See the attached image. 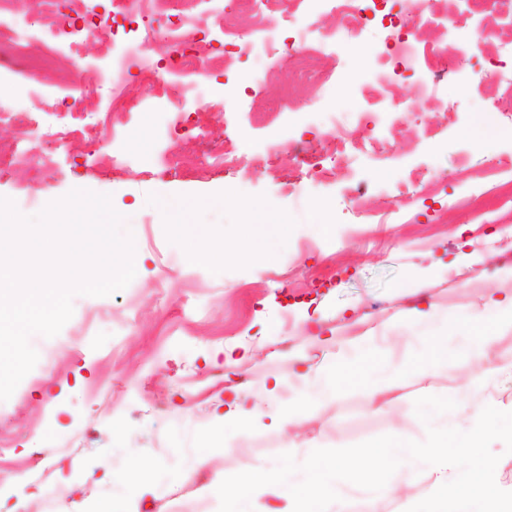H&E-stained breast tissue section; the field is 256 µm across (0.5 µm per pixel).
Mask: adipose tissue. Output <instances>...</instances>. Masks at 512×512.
Wrapping results in <instances>:
<instances>
[{
    "instance_id": "adipose-tissue-1",
    "label": "adipose tissue",
    "mask_w": 512,
    "mask_h": 512,
    "mask_svg": "<svg viewBox=\"0 0 512 512\" xmlns=\"http://www.w3.org/2000/svg\"><path fill=\"white\" fill-rule=\"evenodd\" d=\"M199 205L195 196H166L157 199L156 210L164 223L176 228L188 243L198 245L206 239L205 231L191 222ZM291 233L286 215L272 210L262 221L245 225L237 248L245 254L268 256L274 250L287 248ZM462 283L476 289L477 300L468 312L453 320L427 305L409 308L401 323L358 331L344 344L335 341L326 329H318L314 335L316 343L332 349L333 354L330 362L309 366L316 383L312 394L299 396L287 410L273 411L272 406L286 384L284 378H273L250 398L217 402L216 432L243 433L256 421L265 419L270 427L289 435L303 424L310 408L348 394L362 395L376 409L395 412L396 393L403 382L410 377H422L431 361L447 357L448 332L452 329L459 332L476 358L490 359L499 338L512 333V295L483 287L478 278L471 276L463 277ZM413 337L424 343L426 353L413 358L400 355V348Z\"/></svg>"
}]
</instances>
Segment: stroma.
Wrapping results in <instances>:
<instances>
[{"label":"stroma","mask_w":512,"mask_h":512,"mask_svg":"<svg viewBox=\"0 0 512 512\" xmlns=\"http://www.w3.org/2000/svg\"><path fill=\"white\" fill-rule=\"evenodd\" d=\"M432 7L437 16L465 19L457 28L425 25L418 29L399 66L386 64L384 49L395 40L390 16ZM386 18L372 30L333 41L340 17L332 0H302L288 16L268 20L249 13L236 22L251 35L252 47L229 59L224 72L203 63L195 77L207 97L231 96L230 112H210L214 142L236 141L241 155L269 151L272 143L313 145L332 127L357 142V151L336 160L332 179L300 175L289 163L275 172L244 167L215 170L199 179L162 173L163 152H178L186 137L175 131L172 101L184 111L198 109L171 84L167 98L146 99L119 141L104 140L120 170L98 165L95 147L73 140L56 148L53 171L42 180L27 170L0 178V197L12 199L25 216L72 189L110 195L134 237V261L143 273L123 290L105 297H74V313L52 338L32 336L46 353L8 401L0 402V483L22 478L20 497H0V512H82L85 503L121 502L123 477L132 455L148 461L152 487L142 512H219V499L203 494L205 485L247 468H273L281 454L302 453L280 432L254 426L244 437L214 441L212 403L217 398L248 397L263 381L292 376L312 391L304 373L330 354L312 340L300 316L314 309L338 341L350 335L354 318L394 319L410 303L433 304L449 315L466 312L473 289L450 274L451 266L471 264L482 282L512 292V280L499 271L512 265V7L488 13L473 0H388ZM494 21L499 40H479L481 25ZM308 32L329 36L326 65L334 80L321 88L304 85L293 112L270 126L256 128L252 113L263 111L267 87H255L258 64L288 80V63L263 57L265 34L284 38ZM426 45L448 58V71L433 75L418 50ZM58 70L44 74L40 96L66 101L78 112H104L112 88L106 77L113 56L100 51L99 34H82L81 55L72 58L65 40L54 42ZM495 71V86L476 74ZM96 88L81 99L74 84ZM406 102L415 119L391 112L389 98ZM0 102L32 111L30 129L39 132L51 117L27 99L22 75L0 67ZM376 115L366 130L360 113ZM236 186L241 203L201 205L193 221L209 231L212 254L190 259L187 244L162 223L155 201L162 196ZM328 205L332 236L315 225L312 206ZM253 219L263 210L285 212L295 231L288 248L273 257H224L221 245H234L243 207ZM247 344V359L226 370L217 350ZM468 379L474 391L497 389L512 397V333L499 340L483 363L469 358L456 332L448 334V358L434 363L425 382H408L391 414L349 395L310 415L300 435L317 448H342L398 427V414L411 416L412 440L427 436L415 418L418 397L451 396L453 378ZM210 453L211 467L190 471L198 454Z\"/></svg>","instance_id":"stroma-1"}]
</instances>
